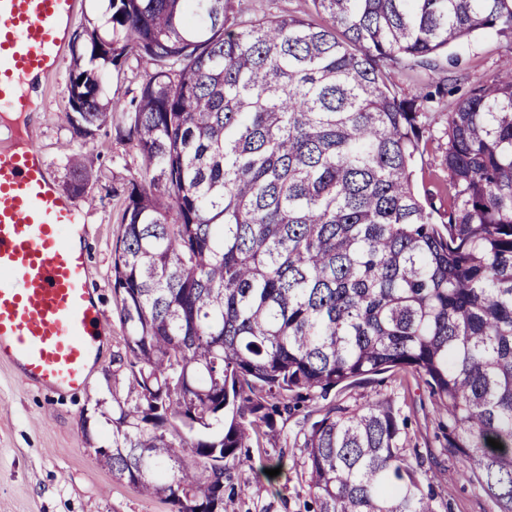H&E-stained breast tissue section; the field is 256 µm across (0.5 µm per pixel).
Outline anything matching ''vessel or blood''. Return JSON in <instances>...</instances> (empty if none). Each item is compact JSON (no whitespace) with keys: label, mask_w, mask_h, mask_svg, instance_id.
Listing matches in <instances>:
<instances>
[{"label":"vessel or blood","mask_w":512,"mask_h":512,"mask_svg":"<svg viewBox=\"0 0 512 512\" xmlns=\"http://www.w3.org/2000/svg\"><path fill=\"white\" fill-rule=\"evenodd\" d=\"M76 0H0V109L33 112L25 79L56 72ZM77 206L59 193L41 147L0 148V359L50 392L87 388L104 316Z\"/></svg>","instance_id":"vessel-or-blood-1"}]
</instances>
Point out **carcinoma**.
Masks as SVG:
<instances>
[{"instance_id":"cac0c4a2","label":"carcinoma","mask_w":512,"mask_h":512,"mask_svg":"<svg viewBox=\"0 0 512 512\" xmlns=\"http://www.w3.org/2000/svg\"><path fill=\"white\" fill-rule=\"evenodd\" d=\"M311 2L328 25L108 0L110 35L83 28L63 119L87 139L126 113L143 161L112 255L124 394L100 461L173 512H237L224 480L254 435L410 367L463 476L512 512V59L448 113L440 220L413 183L429 95L398 98L385 70L512 35V0ZM130 60L148 78L103 101ZM406 426L390 397L329 406L304 433L312 512H436Z\"/></svg>"}]
</instances>
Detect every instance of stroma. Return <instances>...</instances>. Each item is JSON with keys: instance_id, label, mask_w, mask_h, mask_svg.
<instances>
[{"instance_id": "35a3bbf8", "label": "stroma", "mask_w": 512, "mask_h": 512, "mask_svg": "<svg viewBox=\"0 0 512 512\" xmlns=\"http://www.w3.org/2000/svg\"><path fill=\"white\" fill-rule=\"evenodd\" d=\"M234 12L243 21L280 14L315 16L311 0H234ZM511 57L512 36L486 32L450 48L434 67L400 63L386 67L397 97L427 86L436 92L427 105L415 179L420 193L428 195L437 210L448 205V172L443 165L448 114L460 95ZM72 66L71 51H64L56 74L41 89L33 118L12 121L0 113V127L13 125L20 138L36 141L58 187H65L69 180L68 170L59 162L61 144L71 145L74 164L97 172V181L86 188L89 204L82 207L80 221L85 226L91 279L104 314L106 339L87 389L77 393L50 395L21 385L11 366L0 362V512H171L166 500L144 496L127 480L113 476L83 438L84 425H96L101 412L111 408L113 359L124 350L125 329L112 288V250L129 188L141 175V159L125 136L124 113H113L111 122L88 142L75 137L62 121ZM386 396L409 420L404 444L422 456L438 504L446 506L447 512H496L494 502L461 476L458 458L445 449L424 383L409 368L308 402L280 420L276 437L253 440L247 460L232 466L225 482L226 489L237 496V512H307L311 498L297 433L320 419L327 404L351 405ZM276 457L283 460L281 472L267 478L264 467Z\"/></svg>"}]
</instances>
